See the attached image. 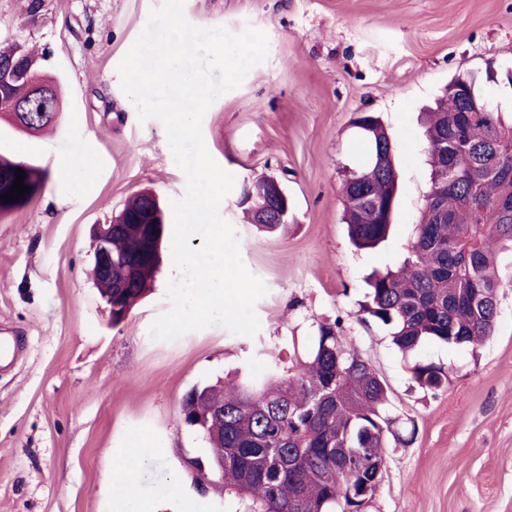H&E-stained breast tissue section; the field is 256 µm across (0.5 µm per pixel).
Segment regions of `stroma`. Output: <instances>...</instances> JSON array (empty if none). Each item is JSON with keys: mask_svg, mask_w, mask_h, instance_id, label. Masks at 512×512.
I'll return each mask as SVG.
<instances>
[{"mask_svg": "<svg viewBox=\"0 0 512 512\" xmlns=\"http://www.w3.org/2000/svg\"><path fill=\"white\" fill-rule=\"evenodd\" d=\"M0 0V40L46 56L61 108L53 130L31 134L0 117V152L51 171L73 147L94 154V189L48 178L23 208L0 220V327L21 341L0 374V512H124L109 468L141 436L159 453L139 469L134 494L150 512H238L213 471L190 459L205 442L180 416L196 385L269 361L289 369L318 323L336 324L390 388L412 441L386 451L369 512H512V292L499 299L492 336L474 349L429 343L402 355L363 320L366 277L408 255L430 188L423 113L457 75L512 70V0H185L187 20L269 42L265 62L221 96L203 119L206 146L236 186L220 213L247 269L267 294L251 337L220 326L172 341L149 335L171 308L172 240L164 238L153 290L120 323L89 278L90 230L144 189L163 205L183 197L161 121H139L117 67L162 0ZM377 113L399 177L389 236L356 250L343 221V180L367 161L352 126ZM277 177L291 201L286 233L243 217L240 187ZM442 366L448 385L419 389L411 369Z\"/></svg>", "mask_w": 512, "mask_h": 512, "instance_id": "35a3bbf8", "label": "stroma"}]
</instances>
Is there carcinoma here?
<instances>
[{
    "mask_svg": "<svg viewBox=\"0 0 512 512\" xmlns=\"http://www.w3.org/2000/svg\"><path fill=\"white\" fill-rule=\"evenodd\" d=\"M19 72L0 83V114L13 122L28 113L34 132L52 126L47 114L59 108L53 86L36 96L24 75L38 68L26 44L0 43V61ZM487 81L494 80L486 72ZM475 72L452 80L446 95L427 113L426 136L432 167L403 264L369 281L363 312L387 327L401 353L426 342L473 347L493 333L500 295L512 291V276L498 270L499 257L512 254V118L498 109L476 112L485 99ZM358 127L368 147L367 162L345 174L344 222L359 250L377 247L388 235L398 193L391 141L379 117L365 113ZM26 173L25 196L0 201V218L22 208L40 191L48 172L0 154V195L10 191L16 170ZM266 181L242 188L252 204L264 202ZM155 208L150 191L131 197L113 220L112 256L137 267L123 295L132 309L151 285L158 265L142 262L146 235L142 219ZM413 378L439 391L448 375L433 364H418ZM185 424L207 442L224 469V490L249 500V512H365L379 482L378 460L398 417L389 412L388 386L373 365L349 347L336 325L321 324L295 372L274 363L237 383L196 386L184 404Z\"/></svg>",
    "mask_w": 512,
    "mask_h": 512,
    "instance_id": "obj_1",
    "label": "carcinoma"
}]
</instances>
